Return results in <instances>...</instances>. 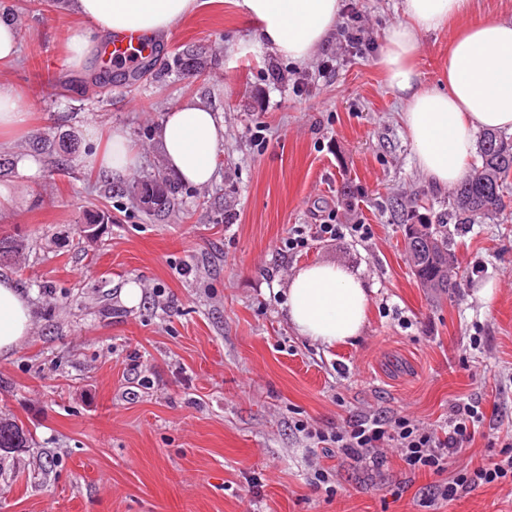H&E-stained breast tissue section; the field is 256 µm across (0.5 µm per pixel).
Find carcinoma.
Returning a JSON list of instances; mask_svg holds the SVG:
<instances>
[{
    "label": "carcinoma",
    "instance_id": "carcinoma-1",
    "mask_svg": "<svg viewBox=\"0 0 512 512\" xmlns=\"http://www.w3.org/2000/svg\"><path fill=\"white\" fill-rule=\"evenodd\" d=\"M480 164L456 188L453 198L455 217L461 221L491 219L506 207L505 198L512 194V137L488 131L479 142ZM151 187L156 191L149 211L163 213L170 209L176 187L166 176L159 174L151 181L131 185L130 193ZM405 247L415 277L423 285L434 282L435 296L439 297L456 287L455 265L448 235L432 229L415 214L404 220ZM23 250L18 239L0 236V262H8ZM28 444L24 427L15 420L0 417V451L24 448Z\"/></svg>",
    "mask_w": 512,
    "mask_h": 512
}]
</instances>
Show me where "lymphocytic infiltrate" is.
I'll use <instances>...</instances> for the list:
<instances>
[{
	"label": "lymphocytic infiltrate",
	"mask_w": 512,
	"mask_h": 512,
	"mask_svg": "<svg viewBox=\"0 0 512 512\" xmlns=\"http://www.w3.org/2000/svg\"><path fill=\"white\" fill-rule=\"evenodd\" d=\"M483 418L481 404L468 401L452 407L448 424L441 429L424 427L405 416L384 420L371 414L330 435L315 429L308 430L307 435L331 445L356 463L380 459L385 447L395 448L411 472L439 476L433 496L450 502L463 490L494 482H512V445L507 443L482 465L460 470L452 477L447 474L455 456L461 453L465 442L473 439Z\"/></svg>",
	"instance_id": "f902f5d3"
}]
</instances>
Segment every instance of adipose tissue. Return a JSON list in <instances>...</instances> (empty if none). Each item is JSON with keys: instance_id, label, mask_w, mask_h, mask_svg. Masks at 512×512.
<instances>
[{"instance_id": "obj_1", "label": "adipose tissue", "mask_w": 512, "mask_h": 512, "mask_svg": "<svg viewBox=\"0 0 512 512\" xmlns=\"http://www.w3.org/2000/svg\"><path fill=\"white\" fill-rule=\"evenodd\" d=\"M257 36L278 56L310 58L340 20V0H238ZM198 0H72L83 25L65 45L67 64L81 68L110 36L133 33L168 37L194 12ZM471 0H402V21L386 33L379 64L402 104V122L416 163L435 187H448L470 173L478 137L488 130L512 132V20L487 17L461 28L448 52L444 83L425 85L416 60L422 34L465 17ZM33 129V114L13 84L0 81V146ZM89 144L79 166L110 181L126 178L140 153L120 126L86 131ZM169 170L181 183L212 182L224 144V117L188 100L166 112L154 131ZM284 295L290 326L300 336L335 347L361 336L369 304L361 277L337 262L298 269ZM34 319L26 292L0 276V358L10 357L29 336Z\"/></svg>"}]
</instances>
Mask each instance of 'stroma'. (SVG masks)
Here are the masks:
<instances>
[{"mask_svg":"<svg viewBox=\"0 0 512 512\" xmlns=\"http://www.w3.org/2000/svg\"><path fill=\"white\" fill-rule=\"evenodd\" d=\"M21 4L0 0L20 34V61L0 81L23 91L34 132L0 148V179L17 180L12 162L36 154V134L91 125L126 128L141 163L111 186L87 179L73 155L60 169L41 157L26 207L0 213V234L24 242L0 276L35 308L25 344L0 358V417L29 434L27 447L0 451V512H512L510 485L432 505L434 476L408 472L396 452L353 465L299 430L329 433L366 414L439 426L480 396L484 422L457 467L512 437V218L454 222L451 189L418 168L379 66L401 0H342L362 43L343 46L335 32L299 64L260 44L235 0H201L154 41V66L99 90L84 83L99 59L65 62L74 12ZM456 30L422 34L425 84L442 80ZM189 49L205 77L177 67ZM328 57L331 72L319 73ZM194 98L224 115L217 177L180 185L173 210L147 215L127 188L164 168L153 128ZM102 207L111 223H88ZM411 210L447 225L458 272L448 296L432 298L410 268ZM319 224L343 231L322 238ZM297 231L305 247L282 253ZM326 261L359 270L372 290L363 335L333 349L297 336L276 292L298 267ZM131 283L134 307L122 299ZM321 467L330 489L310 484Z\"/></svg>","mask_w":512,"mask_h":512,"instance_id":"stroma-1","label":"stroma"}]
</instances>
